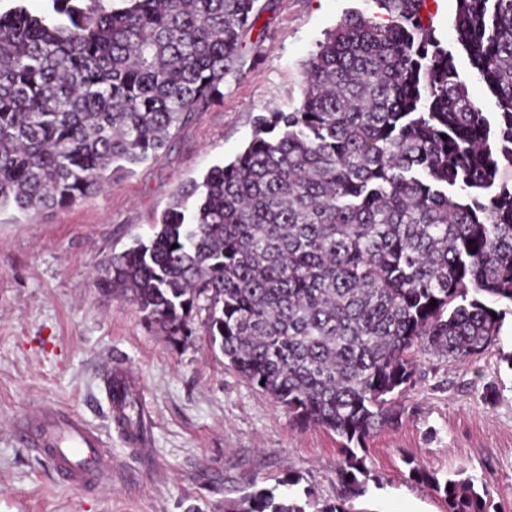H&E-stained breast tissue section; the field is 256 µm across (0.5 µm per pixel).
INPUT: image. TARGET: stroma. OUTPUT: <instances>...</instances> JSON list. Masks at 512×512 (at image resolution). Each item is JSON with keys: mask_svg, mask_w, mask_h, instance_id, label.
I'll list each match as a JSON object with an SVG mask.
<instances>
[{"mask_svg": "<svg viewBox=\"0 0 512 512\" xmlns=\"http://www.w3.org/2000/svg\"><path fill=\"white\" fill-rule=\"evenodd\" d=\"M246 39L223 101L172 130L155 160L113 174L65 210L0 214V512H229L246 478L272 486L293 473L296 494L336 498L335 434L299 429L270 395L224 363L206 336L181 348L138 309L103 294L93 275L151 235L175 191L232 160L269 108L302 99L303 65L345 14L373 15L372 0H269ZM512 313L496 342L469 362L417 358L399 400L398 426L367 444L371 478L355 512H447L409 474L414 458L438 477L464 470L489 484L496 512H512ZM132 373L152 416L149 444L132 448L107 431L112 485L78 491L18 444L13 426L50 403L105 429L103 375L111 360Z\"/></svg>", "mask_w": 512, "mask_h": 512, "instance_id": "obj_1", "label": "stroma"}]
</instances>
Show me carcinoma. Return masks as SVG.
<instances>
[{
	"mask_svg": "<svg viewBox=\"0 0 512 512\" xmlns=\"http://www.w3.org/2000/svg\"><path fill=\"white\" fill-rule=\"evenodd\" d=\"M48 2L0 12V213L69 208L112 166L158 158L224 98L262 13L258 0ZM374 2L386 22L348 13L326 31L300 105L257 116L231 162L181 186L95 276L175 347L205 310L230 368L294 426L340 438L339 492L313 512H352L366 493L362 450L402 421L409 351L466 362L512 305V0H456L455 40L493 112L427 0ZM409 464L448 512H491L488 487ZM296 482L252 480L234 512H307L279 491ZM428 8L434 14V26L437 35L442 42L452 50L456 56V62L461 77L466 80L470 93L486 112L494 111V100L486 88L476 82L470 72L465 53L455 44L453 30L456 2L455 0H428Z\"/></svg>",
	"mask_w": 512,
	"mask_h": 512,
	"instance_id": "obj_1",
	"label": "carcinoma"
}]
</instances>
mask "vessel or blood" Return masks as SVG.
I'll use <instances>...</instances> for the list:
<instances>
[{
	"mask_svg": "<svg viewBox=\"0 0 512 512\" xmlns=\"http://www.w3.org/2000/svg\"><path fill=\"white\" fill-rule=\"evenodd\" d=\"M108 425H121L133 399V379L114 364L104 381ZM20 443L44 457L58 480L75 489L104 486L112 481V455L102 432L82 417L56 406H45L17 424Z\"/></svg>",
	"mask_w": 512,
	"mask_h": 512,
	"instance_id": "1",
	"label": "vessel or blood"
}]
</instances>
